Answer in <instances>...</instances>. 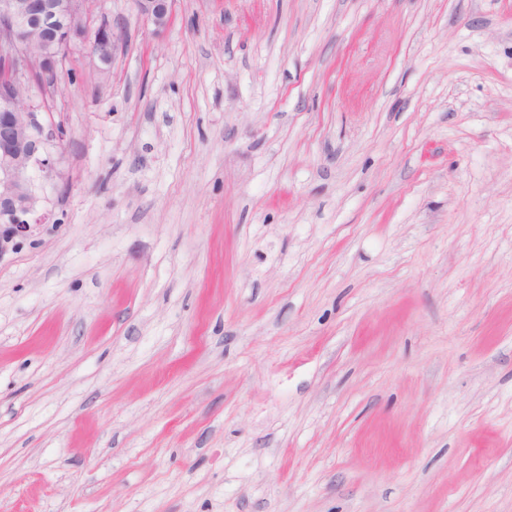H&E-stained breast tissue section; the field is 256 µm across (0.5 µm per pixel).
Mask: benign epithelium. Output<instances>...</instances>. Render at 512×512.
<instances>
[{"label": "benign epithelium", "instance_id": "1", "mask_svg": "<svg viewBox=\"0 0 512 512\" xmlns=\"http://www.w3.org/2000/svg\"><path fill=\"white\" fill-rule=\"evenodd\" d=\"M99 0H0V259L15 252L32 228L35 195L30 173L53 171L66 132L45 123L30 91L55 86L63 62L78 48L100 65L113 63L124 47V27ZM175 0H134L140 20L164 30Z\"/></svg>", "mask_w": 512, "mask_h": 512}]
</instances>
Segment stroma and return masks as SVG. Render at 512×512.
Listing matches in <instances>:
<instances>
[{
    "instance_id": "stroma-1",
    "label": "stroma",
    "mask_w": 512,
    "mask_h": 512,
    "mask_svg": "<svg viewBox=\"0 0 512 512\" xmlns=\"http://www.w3.org/2000/svg\"><path fill=\"white\" fill-rule=\"evenodd\" d=\"M102 7L32 93L0 512H512V0ZM175 0H134L140 20L153 26L155 31L164 30L173 19Z\"/></svg>"
}]
</instances>
